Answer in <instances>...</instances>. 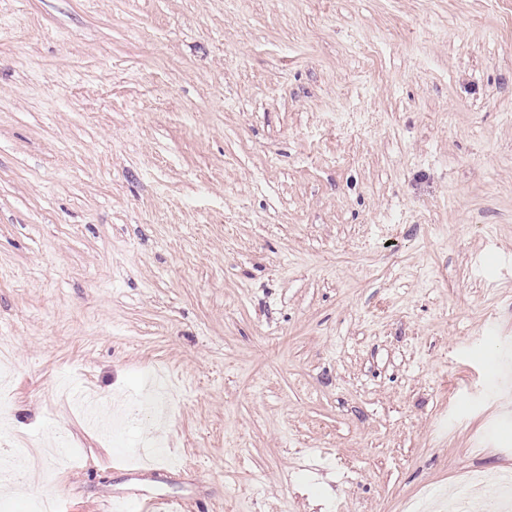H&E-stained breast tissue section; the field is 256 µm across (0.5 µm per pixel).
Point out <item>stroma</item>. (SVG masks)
<instances>
[{"instance_id": "obj_1", "label": "stroma", "mask_w": 512, "mask_h": 512, "mask_svg": "<svg viewBox=\"0 0 512 512\" xmlns=\"http://www.w3.org/2000/svg\"><path fill=\"white\" fill-rule=\"evenodd\" d=\"M0 360V512L512 470V0H0Z\"/></svg>"}]
</instances>
